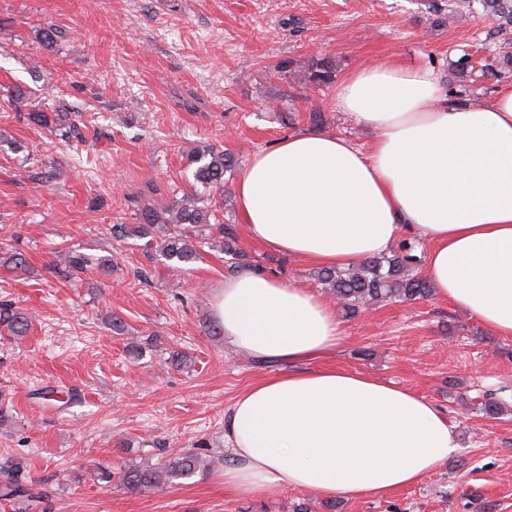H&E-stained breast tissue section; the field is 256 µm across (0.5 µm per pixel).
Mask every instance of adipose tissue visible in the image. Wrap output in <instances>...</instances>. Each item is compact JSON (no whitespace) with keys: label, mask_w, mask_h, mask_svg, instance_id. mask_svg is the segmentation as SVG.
I'll list each match as a JSON object with an SVG mask.
<instances>
[{"label":"adipose tissue","mask_w":512,"mask_h":512,"mask_svg":"<svg viewBox=\"0 0 512 512\" xmlns=\"http://www.w3.org/2000/svg\"><path fill=\"white\" fill-rule=\"evenodd\" d=\"M335 104L373 131L369 149L302 131L254 153L234 187L247 235L331 268L414 236L435 295L512 339V83L461 107L432 67L388 58L349 72ZM212 309L233 348L289 366L225 414V493L382 497L455 452L446 415L414 391L361 372L295 368L342 341L337 309L320 293L248 268L225 277Z\"/></svg>","instance_id":"obj_1"}]
</instances>
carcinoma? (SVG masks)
Listing matches in <instances>:
<instances>
[{"label":"carcinoma","instance_id":"carcinoma-1","mask_svg":"<svg viewBox=\"0 0 512 512\" xmlns=\"http://www.w3.org/2000/svg\"><path fill=\"white\" fill-rule=\"evenodd\" d=\"M483 12L494 20L512 23V0H478ZM65 31L50 24L40 29L42 46L51 50L64 38ZM512 68V55L496 58L487 65V72L502 77ZM336 76V63L329 57L314 59L306 69L304 80L313 87L324 86ZM30 124L49 130L64 140L85 139L87 122L81 112L27 113ZM191 171L192 185L205 190L224 191L225 175L236 166L234 155L213 145L195 147L186 155ZM23 177L41 186H48L59 177L54 166L45 164L23 170ZM215 217L210 202L201 193L185 196L166 206L148 205L137 210V224L111 226L112 237H136L145 245L155 246L156 253L164 259L168 269L186 271L200 259L198 246L207 244L228 257L229 268L240 267L236 228L232 224L211 222ZM57 260L51 264V273L57 278L73 279L88 272L99 276L112 275V259L95 256L66 248L56 252ZM417 256L409 248L379 259L369 258L347 270L324 268L317 280L343 306L345 313L354 314L370 302L391 300L415 301L431 293L429 281L412 273ZM32 325V318L17 310L9 300L0 301V333L24 336ZM211 466V462L196 452H184L164 463L123 464L115 471L98 472V480L111 489L129 493H142L172 482L188 478L197 471ZM27 474L21 463L14 460L0 462V496L6 500L31 498L27 493Z\"/></svg>","mask_w":512,"mask_h":512}]
</instances>
